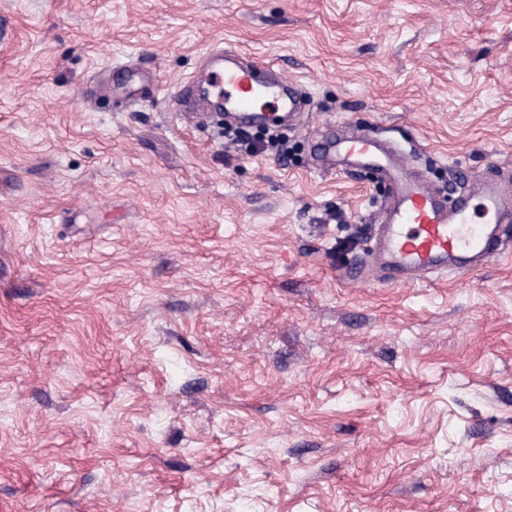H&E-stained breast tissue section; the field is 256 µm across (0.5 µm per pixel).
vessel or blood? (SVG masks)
<instances>
[{
	"mask_svg": "<svg viewBox=\"0 0 512 512\" xmlns=\"http://www.w3.org/2000/svg\"><path fill=\"white\" fill-rule=\"evenodd\" d=\"M205 91L224 102L226 121L247 129L266 121L268 113L303 116L293 84L272 66L241 61L228 50L206 56ZM264 99L268 113L256 110ZM319 164L368 165L386 181L389 195L373 221V244L365 264L348 268L361 278L377 268L396 282L413 284L435 276H464L486 267L512 250V178L471 176L454 199H447L431 181L409 166L391 144L369 130L346 137L328 136Z\"/></svg>",
	"mask_w": 512,
	"mask_h": 512,
	"instance_id": "obj_1",
	"label": "vessel or blood"
}]
</instances>
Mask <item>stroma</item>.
<instances>
[{"instance_id":"35a3bbf8","label":"stroma","mask_w":512,"mask_h":512,"mask_svg":"<svg viewBox=\"0 0 512 512\" xmlns=\"http://www.w3.org/2000/svg\"><path fill=\"white\" fill-rule=\"evenodd\" d=\"M221 45L310 109L173 112ZM512 165V0H0V512H512V254L344 278L388 187Z\"/></svg>"}]
</instances>
